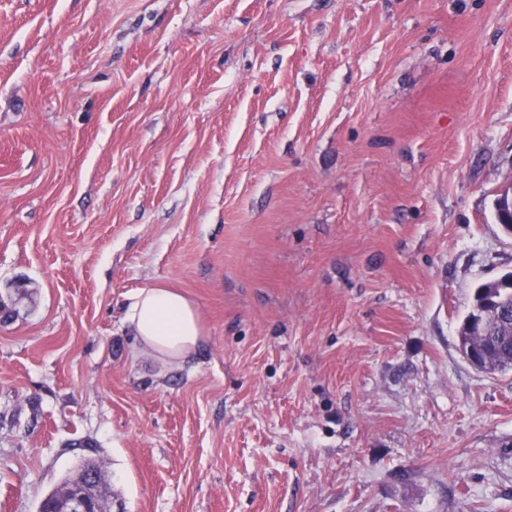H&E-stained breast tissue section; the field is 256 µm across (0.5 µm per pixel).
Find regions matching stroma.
<instances>
[{"label":"stroma","instance_id":"obj_1","mask_svg":"<svg viewBox=\"0 0 512 512\" xmlns=\"http://www.w3.org/2000/svg\"><path fill=\"white\" fill-rule=\"evenodd\" d=\"M511 179L512 0H0V512H512ZM496 197V216L498 224H500L505 233L512 235V179L498 191ZM505 303L508 310L512 305V289L508 288H493L481 284L479 285L473 295V301L469 312L464 317L459 332L463 340V347L470 346V350L475 352L477 359L483 360L485 356L490 357L492 368L490 372L507 373L512 372V335L505 336L508 332L505 325L502 324L501 328L496 332L495 338L491 339L489 336H480L474 334L470 329V321L473 317L472 308L474 305L491 306L496 303ZM125 321L136 342L163 363L187 361L205 336L195 304L165 286L138 289ZM88 470L96 471L102 479L103 475L95 463L91 461L83 462L75 477L65 478L59 487L48 494L40 504L38 512H45L58 490L77 479L75 483L73 482L60 492L59 506L56 510L59 512H109L107 508H100L103 505V500L100 497L96 475L90 472L88 476L81 478Z\"/></svg>","mask_w":512,"mask_h":512}]
</instances>
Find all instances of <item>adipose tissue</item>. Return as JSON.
<instances>
[{
	"instance_id": "1",
	"label": "adipose tissue",
	"mask_w": 512,
	"mask_h": 512,
	"mask_svg": "<svg viewBox=\"0 0 512 512\" xmlns=\"http://www.w3.org/2000/svg\"><path fill=\"white\" fill-rule=\"evenodd\" d=\"M125 320L136 342L165 363L187 361L204 338L195 304L165 286L138 289Z\"/></svg>"
}]
</instances>
